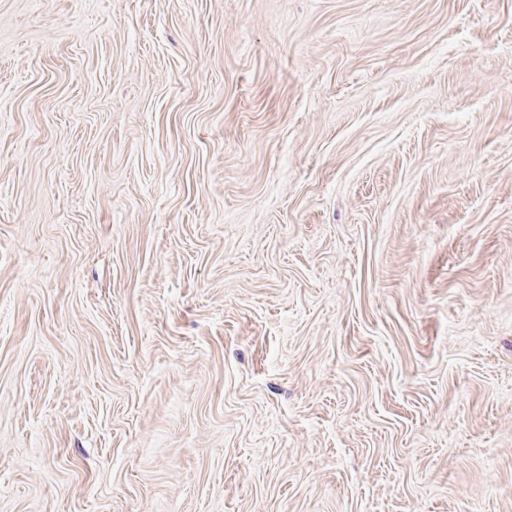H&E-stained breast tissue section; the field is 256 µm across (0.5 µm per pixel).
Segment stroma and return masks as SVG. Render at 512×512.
I'll list each match as a JSON object with an SVG mask.
<instances>
[{
    "label": "stroma",
    "instance_id": "stroma-1",
    "mask_svg": "<svg viewBox=\"0 0 512 512\" xmlns=\"http://www.w3.org/2000/svg\"><path fill=\"white\" fill-rule=\"evenodd\" d=\"M0 512H512V0H0Z\"/></svg>",
    "mask_w": 512,
    "mask_h": 512
}]
</instances>
